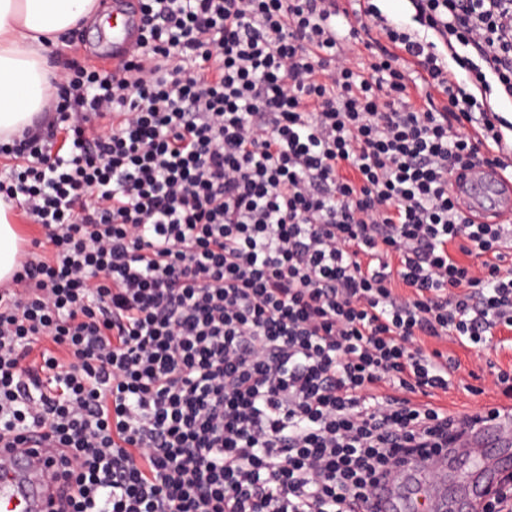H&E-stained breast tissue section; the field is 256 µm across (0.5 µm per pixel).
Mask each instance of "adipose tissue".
Wrapping results in <instances>:
<instances>
[{"instance_id": "adipose-tissue-1", "label": "adipose tissue", "mask_w": 512, "mask_h": 512, "mask_svg": "<svg viewBox=\"0 0 512 512\" xmlns=\"http://www.w3.org/2000/svg\"><path fill=\"white\" fill-rule=\"evenodd\" d=\"M96 0H0V138L31 126L56 91L49 58L62 38L91 17ZM21 238L0 204V283L17 268Z\"/></svg>"}]
</instances>
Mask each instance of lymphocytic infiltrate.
Here are the masks:
<instances>
[{
    "instance_id": "lymphocytic-infiltrate-1",
    "label": "lymphocytic infiltrate",
    "mask_w": 512,
    "mask_h": 512,
    "mask_svg": "<svg viewBox=\"0 0 512 512\" xmlns=\"http://www.w3.org/2000/svg\"><path fill=\"white\" fill-rule=\"evenodd\" d=\"M410 4L141 0L124 75L72 65L0 141L40 228L0 288V447L54 438L58 512H353L483 418L428 397L440 342L512 329V225L448 190L512 170V0ZM388 19L399 20L404 19L410 21L414 10L409 0H371Z\"/></svg>"
}]
</instances>
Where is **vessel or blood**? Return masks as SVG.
Here are the masks:
<instances>
[{
  "instance_id": "vessel-or-blood-1",
  "label": "vessel or blood",
  "mask_w": 512,
  "mask_h": 512,
  "mask_svg": "<svg viewBox=\"0 0 512 512\" xmlns=\"http://www.w3.org/2000/svg\"><path fill=\"white\" fill-rule=\"evenodd\" d=\"M138 0H112V70L121 72L139 38ZM450 190L464 211L481 221L512 222V175L479 163L454 177ZM54 448L41 434L27 447L0 449V512H54L62 475L51 466ZM512 470V411L484 418L448 452L417 458L395 478L379 480V512H479Z\"/></svg>"
}]
</instances>
